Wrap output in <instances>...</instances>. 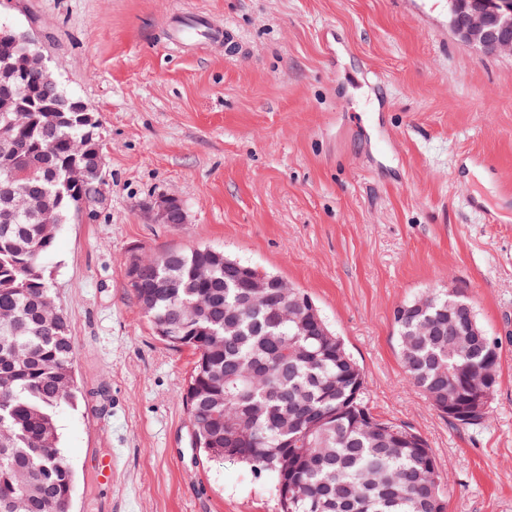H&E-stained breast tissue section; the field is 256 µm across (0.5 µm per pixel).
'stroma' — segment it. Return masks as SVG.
Wrapping results in <instances>:
<instances>
[{"mask_svg": "<svg viewBox=\"0 0 512 512\" xmlns=\"http://www.w3.org/2000/svg\"><path fill=\"white\" fill-rule=\"evenodd\" d=\"M446 3L0 0V21L33 34L100 118L102 196L42 259L74 345L78 397L56 416L71 512H278L271 478L193 446L195 356L157 336L127 286L130 251L195 247L310 295L370 410L433 449L447 512H512V55L461 42ZM177 12L228 26L232 48H176ZM474 153L497 175L476 182ZM164 193L185 223L152 221ZM434 288L459 289L499 343L474 428L404 380L393 310Z\"/></svg>", "mask_w": 512, "mask_h": 512, "instance_id": "1", "label": "stroma"}]
</instances>
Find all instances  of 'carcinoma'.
<instances>
[{
    "label": "carcinoma",
    "instance_id": "1",
    "mask_svg": "<svg viewBox=\"0 0 512 512\" xmlns=\"http://www.w3.org/2000/svg\"><path fill=\"white\" fill-rule=\"evenodd\" d=\"M29 113L15 134L27 159L0 158V187L17 190L36 172L35 192L62 223L104 182L64 187L48 175L81 159L77 125ZM40 204L0 224V512H68L60 490L74 475L60 456L56 412L75 392L69 324L54 310L40 258L55 224ZM253 266L219 249L171 250L127 279L160 338L196 355L184 389L193 431L212 458L273 478L280 512H446L447 495L427 440L383 422L365 402L361 367L333 331L275 304L246 298ZM461 296L436 289L393 310L405 379L448 415V390L483 367L482 337L443 320Z\"/></svg>",
    "mask_w": 512,
    "mask_h": 512
}]
</instances>
